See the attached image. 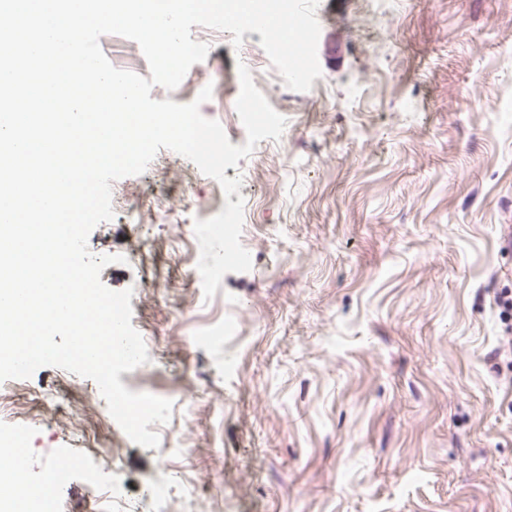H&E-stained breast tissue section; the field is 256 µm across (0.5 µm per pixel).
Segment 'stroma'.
I'll return each mask as SVG.
<instances>
[{"label": "stroma", "mask_w": 512, "mask_h": 512, "mask_svg": "<svg viewBox=\"0 0 512 512\" xmlns=\"http://www.w3.org/2000/svg\"><path fill=\"white\" fill-rule=\"evenodd\" d=\"M316 17L309 91L259 33L237 48L195 25L206 59L150 93L183 104L213 85L200 111L234 145L238 64L281 109V138L224 171L243 180L250 271L204 298L192 226L225 194L164 148L166 175L113 181L114 217L88 238L125 256L100 279L132 289L150 358L121 383L185 384L159 447L134 444L90 379L45 366L0 383L39 408L34 424L0 417L29 432L33 478L79 458L55 489L76 512H151L165 473L198 512H512V335L495 304L512 292V0H319ZM100 46L149 77L136 42ZM227 315L236 335L189 341Z\"/></svg>", "instance_id": "1"}]
</instances>
